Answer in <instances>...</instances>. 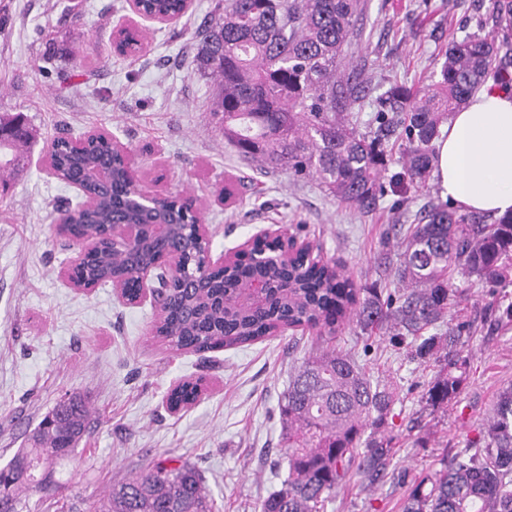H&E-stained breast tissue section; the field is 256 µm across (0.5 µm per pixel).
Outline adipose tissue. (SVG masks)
I'll return each mask as SVG.
<instances>
[{"label": "adipose tissue", "mask_w": 512, "mask_h": 512, "mask_svg": "<svg viewBox=\"0 0 512 512\" xmlns=\"http://www.w3.org/2000/svg\"><path fill=\"white\" fill-rule=\"evenodd\" d=\"M435 174L458 211L512 214V89L487 82L452 113L436 143Z\"/></svg>", "instance_id": "obj_1"}]
</instances>
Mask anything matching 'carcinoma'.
<instances>
[{"label": "carcinoma", "instance_id": "cac0c4a2", "mask_svg": "<svg viewBox=\"0 0 512 512\" xmlns=\"http://www.w3.org/2000/svg\"><path fill=\"white\" fill-rule=\"evenodd\" d=\"M144 12L176 20L185 0H140ZM500 27L512 30V0H491ZM361 0H218V15L198 34V70L214 83L212 116L224 139L246 160L268 170L316 181L336 201L364 212L384 193L388 137L399 134L403 165L390 180L393 189L423 190L434 170L435 140L448 116L488 80L512 88V41L492 35L467 36L445 53L439 77L414 90L401 84L386 92L390 112L379 128L364 134L337 119L359 100L343 81L344 46L354 36ZM26 125L22 113L0 114V194L28 167L14 149ZM59 180L83 184L96 207L80 212L73 227L77 241L93 235L113 216L128 218L123 166L104 137L84 149V157L111 164L105 182H87L81 161L67 143L53 141ZM175 244L184 271L167 289L166 316L155 335L177 350L199 352L218 344L254 342L278 330L307 325L322 329L324 345L298 367L279 400L280 444L287 473L281 488L262 500L258 512H321L353 472L371 476L384 469L390 443L381 433L395 401L390 382L372 379L347 353L336 348V326L347 320L361 333L389 336L407 344L419 359L440 363L429 390L432 406L450 402L466 379V358L457 327L443 336H422L440 320L453 296L454 275L504 287L512 285V215L488 221L445 206L419 213L408 228L393 276L402 292L383 295L356 287L336 271L295 259L253 266L249 274L275 285L265 307L235 308L225 281L206 266L194 226L181 224L169 239L134 238L107 249L73 277L105 285L124 279L141 262H159ZM60 420L35 428L25 447L0 466L12 483L0 496V512H18L19 492L65 491L56 466L74 454L88 432L90 411L79 396L52 409ZM84 512H216V501L188 461L166 459L132 471ZM402 512H512V387L503 390L480 439L440 464L406 498Z\"/></svg>", "mask_w": 512, "mask_h": 512}]
</instances>
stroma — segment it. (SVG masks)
<instances>
[{
	"instance_id": "stroma-1",
	"label": "stroma",
	"mask_w": 512,
	"mask_h": 512,
	"mask_svg": "<svg viewBox=\"0 0 512 512\" xmlns=\"http://www.w3.org/2000/svg\"><path fill=\"white\" fill-rule=\"evenodd\" d=\"M361 30L345 51L371 87L358 127L376 128L392 84L432 83L448 46L471 34L508 38L490 0H362ZM217 0H193L174 24L143 22L136 58L115 52L112 33L135 15L130 0H0V113H23L36 139L26 173L0 197V463H6L65 396L86 398L91 433L56 477L71 502L102 493L136 468L166 458L195 464L220 512H255L279 489L278 401L291 372L312 351L315 329L276 332L234 347L176 351L151 334L152 299L130 303L111 285L82 291L61 272L78 250L57 232L73 187L50 177L44 156L58 132L114 137L133 157L144 187L194 199L213 254L263 229L318 246L355 285L390 287L382 242L392 225L424 207L446 205L429 191L386 192L367 214L337 204L316 182L245 164L210 115L211 82L197 71L195 31ZM512 286L470 284L439 334L464 324L469 376L452 402L428 406L439 367L407 357L388 337L338 330L337 348L371 374L391 378L399 399L384 432L393 456L373 484L352 476L325 512H402L414 487L444 456L479 438L498 394L512 386ZM200 386L195 402L173 409L169 395Z\"/></svg>"
}]
</instances>
